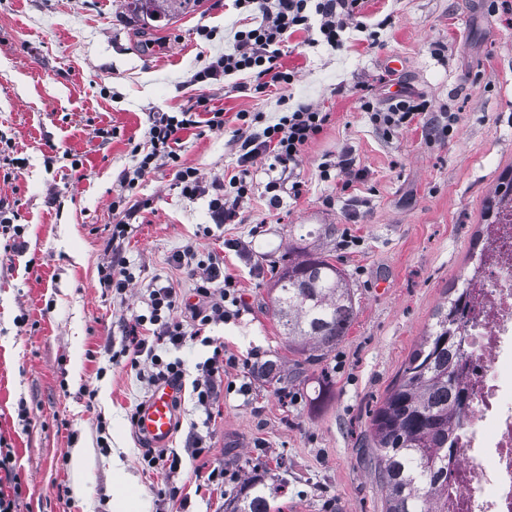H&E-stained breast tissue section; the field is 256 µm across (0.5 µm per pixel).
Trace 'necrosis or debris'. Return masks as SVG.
<instances>
[{
  "label": "necrosis or debris",
  "mask_w": 512,
  "mask_h": 512,
  "mask_svg": "<svg viewBox=\"0 0 512 512\" xmlns=\"http://www.w3.org/2000/svg\"><path fill=\"white\" fill-rule=\"evenodd\" d=\"M459 367L471 404L456 431L448 512H512V212L493 225Z\"/></svg>",
  "instance_id": "necrosis-or-debris-1"
}]
</instances>
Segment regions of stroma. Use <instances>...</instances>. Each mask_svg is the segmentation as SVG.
I'll use <instances>...</instances> for the list:
<instances>
[{"instance_id": "35a3bbf8", "label": "stroma", "mask_w": 512, "mask_h": 512, "mask_svg": "<svg viewBox=\"0 0 512 512\" xmlns=\"http://www.w3.org/2000/svg\"><path fill=\"white\" fill-rule=\"evenodd\" d=\"M363 13L385 23L379 46L352 40L333 51L292 36L281 62L297 77L282 98L257 92L250 77L241 92L220 79L193 82L230 45L232 0L148 23L126 0H0V219L20 214L27 243L15 253L0 236V449L22 487L15 512H113L120 491L128 512H224L241 485L207 486L208 471L251 478L258 465L285 481L283 512H383L372 412L449 288L466 279L473 240L512 177V0H366ZM342 82L374 86L383 108L405 88L433 108L420 127L390 136L354 96L337 93ZM201 93L223 111L224 128L183 133L176 150L209 181L237 171L238 112L256 115V132L300 102L330 112L299 170L305 191L293 197L287 174L255 163L235 223L202 238L208 197L181 195L162 159L136 189L149 208L125 219L112 202L133 146L148 149L158 114L194 110ZM441 112L460 115L450 134L439 132ZM344 148L365 173L346 191L320 174ZM272 180L276 208L265 191ZM127 221L136 280L120 299L98 271L113 225ZM306 232L343 270L356 317L305 381L280 392L257 368L276 360L296 371L270 305L275 273ZM190 243L223 255L236 282L233 316L210 334L239 363L212 416L184 389L169 445L182 463L171 475L143 462L146 443L130 420L154 388L112 355L145 310L148 284L168 279L191 294L170 263ZM324 376L331 398L318 406L313 388ZM205 418L209 452L197 462L185 439ZM171 484L187 502L159 500Z\"/></svg>"}]
</instances>
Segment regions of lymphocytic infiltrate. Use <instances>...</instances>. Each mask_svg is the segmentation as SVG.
<instances>
[{
  "label": "lymphocytic infiltrate",
  "mask_w": 512,
  "mask_h": 512,
  "mask_svg": "<svg viewBox=\"0 0 512 512\" xmlns=\"http://www.w3.org/2000/svg\"><path fill=\"white\" fill-rule=\"evenodd\" d=\"M233 2L237 12L233 47L196 73L194 82L252 74L266 79L268 86L284 90L293 83L295 74L282 68L278 60L294 34H304L308 45L322 43L336 50L344 47L352 30L363 33L368 43L376 41L377 33L362 13L365 0ZM355 93L361 111L367 112L371 121L388 133L409 127L430 108L429 101L419 95H403L382 109L375 105L368 87L357 86ZM330 118V113L304 102L283 113L277 122L267 125L262 132L240 137L237 174L232 175L228 183L210 185L215 192L209 204L214 221L219 224L234 221L240 205L249 195L247 180L250 168L257 160L270 161L275 168L296 169L306 148L323 131ZM203 125L212 130L223 129V113L213 112L203 122L198 120L196 113L188 111L165 114L155 120L149 130L151 150L139 158L132 171L124 173L123 192L113 201V208L125 206L133 214L144 209V202L131 198L139 180L148 173L156 159L177 160L175 146L180 141L181 132ZM127 234V225H114L108 245L111 259L100 269L101 282L120 296L126 294L134 280L124 256ZM171 262L193 281L197 296L195 305L184 308L173 283L152 284L146 302L147 311L135 315L126 326L124 344L118 357L130 369L148 376L151 383L169 382L180 386L186 381L183 361L178 358L163 360L160 349H178L190 340L212 347L211 356L197 364V376L191 382L197 405L208 412L224 390L226 368L234 367L236 360L225 357L223 345L207 336L206 331L227 319L224 304L233 295L235 282L225 275L223 260L214 255L200 256L191 245L173 254Z\"/></svg>",
  "instance_id": "1"
}]
</instances>
